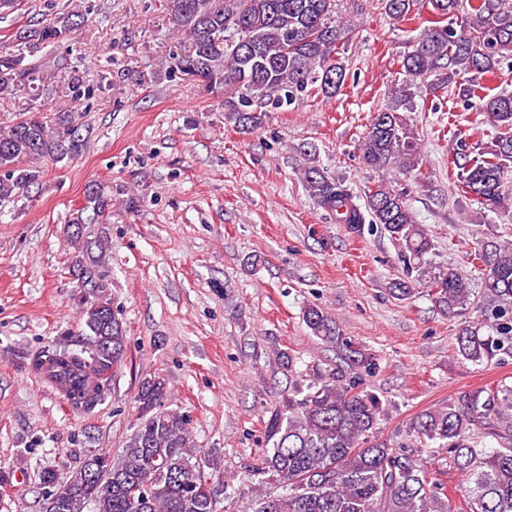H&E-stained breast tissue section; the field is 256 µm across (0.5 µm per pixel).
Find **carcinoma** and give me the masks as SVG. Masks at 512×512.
<instances>
[{"mask_svg": "<svg viewBox=\"0 0 512 512\" xmlns=\"http://www.w3.org/2000/svg\"><path fill=\"white\" fill-rule=\"evenodd\" d=\"M434 19L401 61L402 87L393 104L372 117L360 144L363 164L376 171L395 169L424 183L418 138L406 115L410 90L453 87L461 100L487 117L493 133L474 128L476 141L457 138L448 156L454 188L491 211L512 209L505 190L512 172V92L491 93L486 81L503 66L512 68V0H425ZM418 0H380L385 15L404 21ZM173 26L190 37L188 53L174 55L170 72H179L224 91V120L244 133L261 128L266 114L251 109L265 99L291 105L311 94L331 97L343 86L345 65L339 46L355 28L336 16V0H167ZM67 11L39 21L21 39L35 48L60 43L78 23ZM27 68L19 58H0V95L15 90ZM78 116L57 114L53 123L38 113L0 129V201L37 182L33 161H60L84 146ZM302 179L318 206L336 214L356 232L380 224L399 246L402 278L393 294L404 299L423 286L439 310L463 316L479 306L468 278L450 265L432 269L433 250L424 225L415 222L406 202L408 188L376 185L360 206L343 181L309 162ZM112 209V197L90 188L86 204L72 214L70 243L80 249L82 229ZM483 266L482 298L494 320L495 335L484 323L460 328L457 354L475 365H490L512 354V243L486 239L473 252ZM83 292L81 338L23 360V366L49 378L70 405L94 409L123 362L127 336L113 303L96 293V269L75 261ZM303 320L313 335L333 343L350 364L370 373L375 358L364 353L320 307ZM165 380L145 378L138 389L140 418L118 461L97 452L79 455L66 477L69 490L55 495L58 470L45 468L40 483L47 498L42 512H219L210 475L198 458L188 415L167 409ZM383 402L358 389L336 371L315 368L296 384L288 404L276 408L265 425L266 448L253 467L257 487L244 512H451L444 483L430 477L413 449L432 448L464 474L470 512H512V386L477 390L445 406L426 409L397 431L400 440L376 431ZM491 437L499 447L481 448Z\"/></svg>", "mask_w": 512, "mask_h": 512, "instance_id": "carcinoma-1", "label": "carcinoma"}]
</instances>
